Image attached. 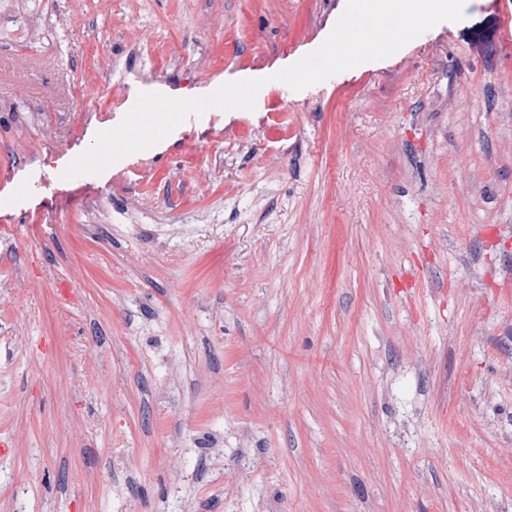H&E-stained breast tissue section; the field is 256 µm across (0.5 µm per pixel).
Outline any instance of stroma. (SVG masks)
<instances>
[{"mask_svg":"<svg viewBox=\"0 0 512 512\" xmlns=\"http://www.w3.org/2000/svg\"><path fill=\"white\" fill-rule=\"evenodd\" d=\"M18 6L0 512H512V0L301 91L346 0ZM255 78L64 179L139 92Z\"/></svg>","mask_w":512,"mask_h":512,"instance_id":"1","label":"stroma"}]
</instances>
